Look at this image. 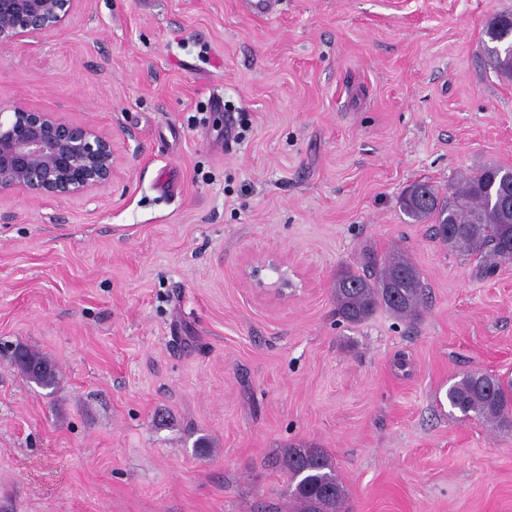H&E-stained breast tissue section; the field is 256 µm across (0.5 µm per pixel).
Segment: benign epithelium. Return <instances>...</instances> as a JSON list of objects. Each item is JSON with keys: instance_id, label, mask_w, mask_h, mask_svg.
<instances>
[{"instance_id": "benign-epithelium-1", "label": "benign epithelium", "mask_w": 512, "mask_h": 512, "mask_svg": "<svg viewBox=\"0 0 512 512\" xmlns=\"http://www.w3.org/2000/svg\"><path fill=\"white\" fill-rule=\"evenodd\" d=\"M80 0H0V44L59 31ZM119 164L110 136L90 122L23 103L0 109V194L64 198L107 188Z\"/></svg>"}]
</instances>
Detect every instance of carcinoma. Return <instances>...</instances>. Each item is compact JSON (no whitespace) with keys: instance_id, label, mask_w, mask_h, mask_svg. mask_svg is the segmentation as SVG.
<instances>
[{"instance_id":"cac0c4a2","label":"carcinoma","mask_w":512,"mask_h":512,"mask_svg":"<svg viewBox=\"0 0 512 512\" xmlns=\"http://www.w3.org/2000/svg\"><path fill=\"white\" fill-rule=\"evenodd\" d=\"M485 36L484 54L493 69L511 78L512 56L505 48L512 38V13L492 17ZM503 173L505 169L500 166H483L461 175L448 185L446 194L430 183L416 182L404 192L402 209L415 223L434 225L435 235L456 250L484 253L492 267L512 262V216L504 221L489 207V196L497 193ZM362 260L363 267L372 269V273L345 269L336 276V316L357 325L385 308L399 319H419L424 284L408 256L393 252L379 260L365 252ZM13 363L24 378L42 388H51L57 382L55 363L35 350L17 347ZM447 398L449 405L465 416L472 414L505 425L512 417V378L466 372L448 389ZM283 466L295 482L291 491L295 512H343L346 490L328 454L318 448H289Z\"/></svg>"}]
</instances>
